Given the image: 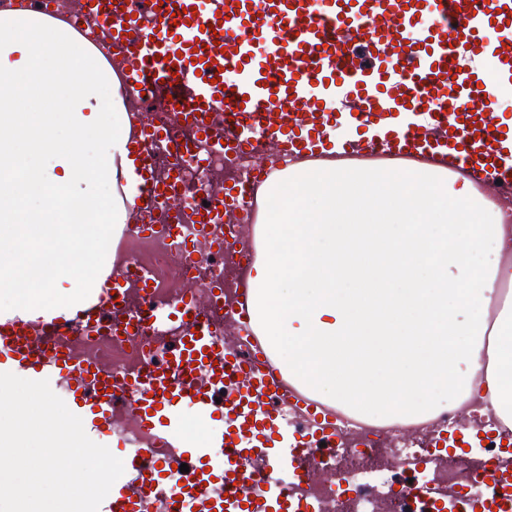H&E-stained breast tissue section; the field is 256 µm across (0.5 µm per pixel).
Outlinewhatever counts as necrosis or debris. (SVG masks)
Returning a JSON list of instances; mask_svg holds the SVG:
<instances>
[{
    "mask_svg": "<svg viewBox=\"0 0 512 512\" xmlns=\"http://www.w3.org/2000/svg\"><path fill=\"white\" fill-rule=\"evenodd\" d=\"M149 147L159 178L176 180L190 196H220L227 181L239 182L251 171L250 153L224 157L211 152L207 139L193 130L175 133L166 142ZM205 157L206 171L196 159ZM200 263L183 265V244L175 239L152 247L137 239L124 241L120 253L130 266L165 269L176 279L205 267L207 275H222L226 292L237 287L235 272L224 256L199 243ZM485 431L478 453L438 454L431 439L446 432ZM512 429L493 413L482 414L471 405L445 411L423 426H388L348 419L326 452L312 449L309 462L316 472L306 487H292L295 498H308L315 512H472L474 503L500 495L490 474L512 467V456L500 453Z\"/></svg>",
    "mask_w": 512,
    "mask_h": 512,
    "instance_id": "necrosis-or-debris-1",
    "label": "necrosis or debris"
}]
</instances>
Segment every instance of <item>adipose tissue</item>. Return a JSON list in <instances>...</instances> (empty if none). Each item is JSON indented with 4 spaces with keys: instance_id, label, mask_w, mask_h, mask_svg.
I'll return each mask as SVG.
<instances>
[{
    "instance_id": "ef3b65f1",
    "label": "adipose tissue",
    "mask_w": 512,
    "mask_h": 512,
    "mask_svg": "<svg viewBox=\"0 0 512 512\" xmlns=\"http://www.w3.org/2000/svg\"><path fill=\"white\" fill-rule=\"evenodd\" d=\"M121 82L60 19L0 15V304L60 302L77 215L123 224L140 176ZM243 276L299 391L385 423L470 401L512 427V205L411 168H271ZM495 319H488L489 306Z\"/></svg>"
}]
</instances>
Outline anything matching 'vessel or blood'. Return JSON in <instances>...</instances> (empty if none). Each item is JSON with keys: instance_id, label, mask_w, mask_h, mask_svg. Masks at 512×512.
<instances>
[{"instance_id": "vessel-or-blood-1", "label": "vessel or blood", "mask_w": 512, "mask_h": 512, "mask_svg": "<svg viewBox=\"0 0 512 512\" xmlns=\"http://www.w3.org/2000/svg\"><path fill=\"white\" fill-rule=\"evenodd\" d=\"M126 2L84 0L81 28L126 51L127 97H167L134 145L143 221L121 225L122 238L179 235L152 222L177 195L147 143L180 127L224 155L267 143L291 161L332 150L512 193V117L500 110L512 89V0H173L176 14L160 18ZM262 173L195 210L196 238L241 267L254 249L225 239L219 217ZM88 272L93 287L64 303L0 310V372L48 380L88 437L118 451L124 473L98 512H297L284 477H304L306 443L335 439L338 427L263 350L247 302L224 298L219 275L201 295L157 288L108 244L75 256L74 277ZM228 323L237 344L224 339ZM296 403L312 416L303 435L288 425ZM191 417L205 425L200 439L185 434Z\"/></svg>"}]
</instances>
